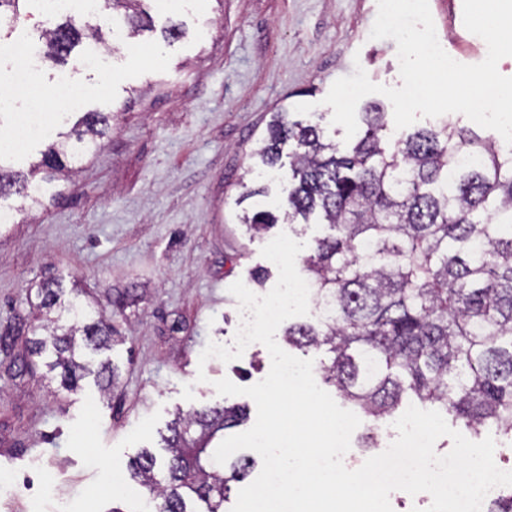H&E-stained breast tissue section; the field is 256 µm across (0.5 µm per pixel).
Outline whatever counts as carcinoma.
I'll use <instances>...</instances> for the list:
<instances>
[{
    "mask_svg": "<svg viewBox=\"0 0 512 512\" xmlns=\"http://www.w3.org/2000/svg\"><path fill=\"white\" fill-rule=\"evenodd\" d=\"M140 2L107 0L124 10L131 37L151 28ZM49 22L42 39L50 60H66L83 38L103 41L100 28L79 27L68 12ZM363 116V135L342 150L321 128L279 112L258 150L273 168L291 147L286 220L307 222L319 212L331 230L305 261L322 320L290 325L284 339L324 351L322 380L376 421L393 416L409 389L476 433L493 427L512 437V148L448 117L387 147L381 108L369 105ZM110 128V114L84 113L71 134L42 152L38 167L68 174L67 163L96 151ZM7 186L28 207L43 205L45 193L29 192L26 179L0 170V198ZM278 222L268 209L240 217L256 234ZM63 293L61 282L47 278L40 308L65 312L73 324L51 320L50 340L28 339L26 354L10 365L29 367L50 346L47 367L59 371L64 388L74 391L89 376L107 387L114 368L95 354L112 348V325L101 316L83 320L75 305L61 302ZM246 419L239 405L178 413L161 436L166 460L142 449L129 479L152 495L156 512H190L195 497L206 512H224L230 483L243 481L254 460L242 455L218 469L211 443Z\"/></svg>",
    "mask_w": 512,
    "mask_h": 512,
    "instance_id": "cac0c4a2",
    "label": "carcinoma"
}]
</instances>
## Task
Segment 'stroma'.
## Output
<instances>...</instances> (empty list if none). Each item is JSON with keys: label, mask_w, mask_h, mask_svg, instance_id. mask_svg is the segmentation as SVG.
<instances>
[{"label": "stroma", "mask_w": 512, "mask_h": 512, "mask_svg": "<svg viewBox=\"0 0 512 512\" xmlns=\"http://www.w3.org/2000/svg\"><path fill=\"white\" fill-rule=\"evenodd\" d=\"M154 28L128 37L114 21L112 43L83 40L63 62L31 61L33 77L61 106L59 89L85 92L84 108L112 115L111 129L75 173L58 181L59 199L23 208L0 199V337L19 319L42 322L38 288L63 278L64 301L111 318L117 338L107 356L116 369L108 389L94 379L69 391L44 358L34 370L11 367L0 351V472L16 490L0 512H143L152 498L130 484L98 496L108 475L127 476L142 448L158 449L176 411L219 403L247 407L246 396H219L214 381L247 387L268 374L271 358L253 344L229 363L200 362L208 342L232 345L241 317L229 293L235 281L258 295L278 280L262 257L271 234H252L242 210L267 187L277 196L291 176L288 159L266 170L256 151L275 112L325 128L344 143L323 100L332 84L362 66L374 83L401 86L397 45L370 32L377 0H142ZM446 53L460 52L446 0H429ZM183 35L164 37L170 26ZM47 23L39 0L17 21L0 22V73L14 67L15 40L37 41ZM264 270L263 285L251 275ZM205 381H198V373Z\"/></svg>", "instance_id": "obj_1"}]
</instances>
